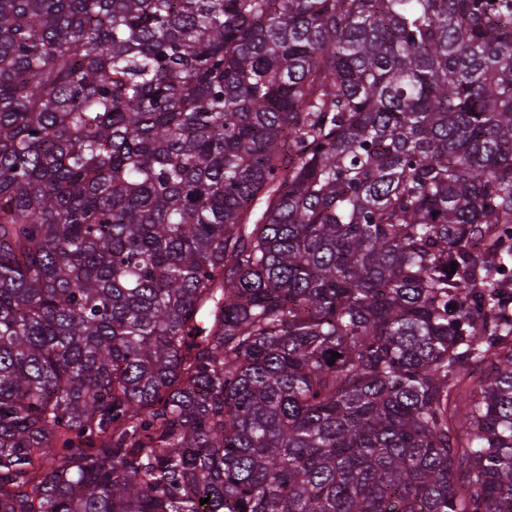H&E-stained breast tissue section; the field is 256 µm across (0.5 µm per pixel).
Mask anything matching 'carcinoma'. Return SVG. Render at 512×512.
Instances as JSON below:
<instances>
[{
  "mask_svg": "<svg viewBox=\"0 0 512 512\" xmlns=\"http://www.w3.org/2000/svg\"><path fill=\"white\" fill-rule=\"evenodd\" d=\"M0 512H512V0H0Z\"/></svg>",
  "mask_w": 512,
  "mask_h": 512,
  "instance_id": "obj_1",
  "label": "carcinoma"
}]
</instances>
